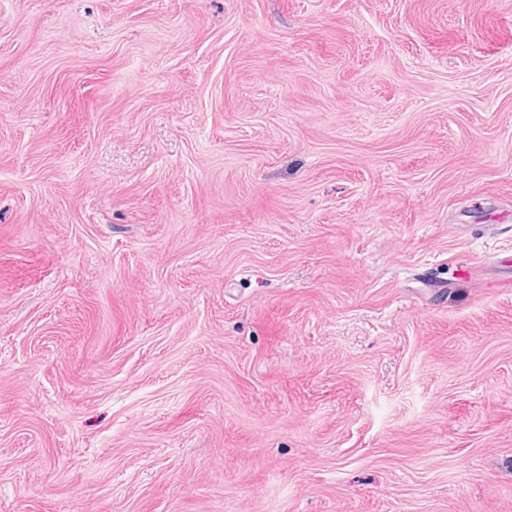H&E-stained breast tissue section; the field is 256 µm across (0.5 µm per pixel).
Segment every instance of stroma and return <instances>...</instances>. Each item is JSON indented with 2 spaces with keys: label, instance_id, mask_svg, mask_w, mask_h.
Instances as JSON below:
<instances>
[{
  "label": "stroma",
  "instance_id": "1",
  "mask_svg": "<svg viewBox=\"0 0 512 512\" xmlns=\"http://www.w3.org/2000/svg\"><path fill=\"white\" fill-rule=\"evenodd\" d=\"M0 512H512V0H0Z\"/></svg>",
  "mask_w": 512,
  "mask_h": 512
}]
</instances>
